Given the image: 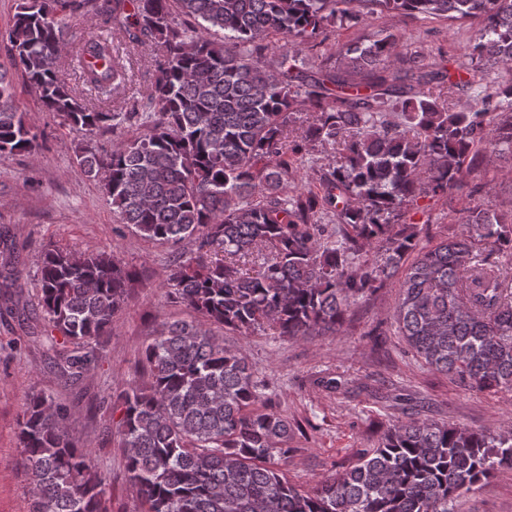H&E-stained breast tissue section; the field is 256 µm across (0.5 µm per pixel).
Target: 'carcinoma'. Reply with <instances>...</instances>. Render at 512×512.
<instances>
[{"mask_svg":"<svg viewBox=\"0 0 512 512\" xmlns=\"http://www.w3.org/2000/svg\"><path fill=\"white\" fill-rule=\"evenodd\" d=\"M99 14L100 0H22L7 32L11 65L77 136L127 122L139 134L109 151L78 143L75 159L101 184L122 223L177 250L165 296L205 322L164 321L142 352L145 385L121 394L117 425L125 469L141 512H454L463 493L499 468L512 470V433L492 434L429 419L391 424L356 462L311 490L279 468L294 426L273 410L240 352L215 325L242 336L305 340L335 334L352 300L383 286L415 257L399 283L395 317L428 368L479 392L512 390V285L489 253L512 255V222L470 210L468 237L419 246L415 224L389 215L420 195L463 187L479 147L512 156V76L453 112L448 94L473 81L420 55L398 69L386 36L338 52V71L306 77L303 46L331 24L377 13L477 19L471 57L512 62V0H112L115 33L84 40L76 59L95 96L128 81L122 46L151 41L154 81L139 101L104 111L61 74L64 12ZM224 31V41L211 31ZM278 35L280 60L267 62ZM13 76L0 66V155L34 156L37 133L14 104ZM389 112L400 121L389 122ZM500 118L489 136L487 117ZM300 122L297 129L291 124ZM341 146L319 170L323 194L283 189L315 148ZM336 215L328 229L320 215ZM194 248L180 251L185 240ZM375 249L380 259L358 263ZM39 307L68 380L95 370L103 338L136 271L106 253L47 249ZM47 395L26 402L19 444L33 480L30 512H110V476L63 426Z\"/></svg>","mask_w":512,"mask_h":512,"instance_id":"carcinoma-1","label":"carcinoma"}]
</instances>
